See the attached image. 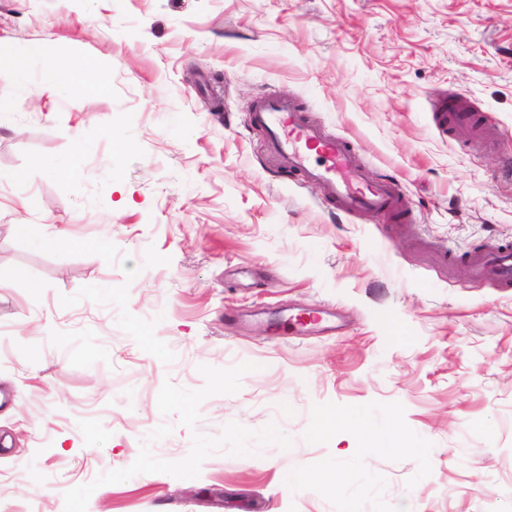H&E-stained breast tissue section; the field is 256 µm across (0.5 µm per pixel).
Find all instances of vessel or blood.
Here are the masks:
<instances>
[{
	"label": "vessel or blood",
	"instance_id": "obj_1",
	"mask_svg": "<svg viewBox=\"0 0 512 512\" xmlns=\"http://www.w3.org/2000/svg\"><path fill=\"white\" fill-rule=\"evenodd\" d=\"M434 109L449 116L450 127L459 136L488 135L477 113L466 98L445 96ZM252 121L268 136L267 149L283 167L302 172L321 186L325 196L335 200L346 213L398 214L403 210L400 194L393 183L369 179L355 150L344 139L326 134L306 121L293 100L268 96L252 113ZM476 275L491 277L502 284L512 283V247L500 245L471 260Z\"/></svg>",
	"mask_w": 512,
	"mask_h": 512
}]
</instances>
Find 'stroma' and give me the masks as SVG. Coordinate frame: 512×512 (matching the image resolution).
Returning <instances> with one entry per match:
<instances>
[{
  "label": "stroma",
  "instance_id": "stroma-1",
  "mask_svg": "<svg viewBox=\"0 0 512 512\" xmlns=\"http://www.w3.org/2000/svg\"><path fill=\"white\" fill-rule=\"evenodd\" d=\"M35 45L110 92L0 69V512H512V288L468 262L512 241V0H0V56ZM270 95L405 219L273 163ZM433 112H440L439 118L445 119L447 124L450 113L449 128L459 136L477 138L484 137L490 132L489 128L481 126L478 114L471 111L467 99L462 96L438 98Z\"/></svg>",
  "mask_w": 512,
  "mask_h": 512
}]
</instances>
